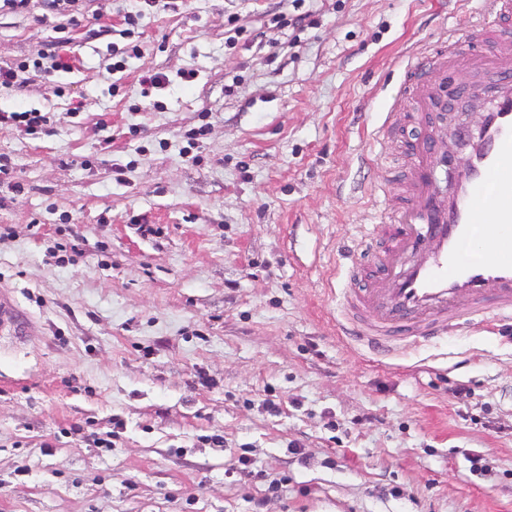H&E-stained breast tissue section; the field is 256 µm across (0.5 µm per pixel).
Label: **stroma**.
Listing matches in <instances>:
<instances>
[{
    "label": "stroma",
    "instance_id": "stroma-1",
    "mask_svg": "<svg viewBox=\"0 0 512 512\" xmlns=\"http://www.w3.org/2000/svg\"><path fill=\"white\" fill-rule=\"evenodd\" d=\"M482 7L0 9V112L49 118L0 126V289L32 324L0 337V512H512V322L390 357L336 328L368 282L341 256L369 190L419 136L401 123L378 161L403 64ZM57 47L72 70L34 71ZM149 72L169 83L147 97ZM472 96L449 86L435 149L463 156ZM242 457L260 478L235 476ZM15 124L22 126L30 135H37L42 132L47 124V117L38 110H27L22 112H1L0 124Z\"/></svg>",
    "mask_w": 512,
    "mask_h": 512
}]
</instances>
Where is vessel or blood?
<instances>
[{"instance_id": "obj_1", "label": "vessel or blood", "mask_w": 512, "mask_h": 512, "mask_svg": "<svg viewBox=\"0 0 512 512\" xmlns=\"http://www.w3.org/2000/svg\"><path fill=\"white\" fill-rule=\"evenodd\" d=\"M512 0H484L468 32L448 33V52L411 56L397 94L420 114L433 112L448 82L485 81L480 120L461 132L468 164L449 175L415 142L416 173L403 182L406 204L385 212L391 249L372 285L343 301L340 328L352 340L403 351L452 331L461 317L512 320ZM471 244L479 261L460 259ZM30 329L6 291H0V331Z\"/></svg>"}]
</instances>
